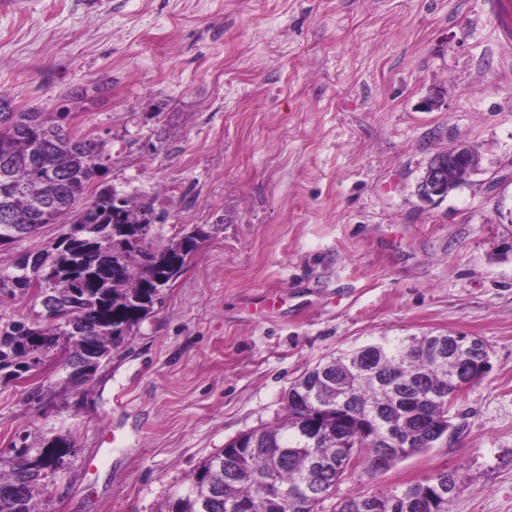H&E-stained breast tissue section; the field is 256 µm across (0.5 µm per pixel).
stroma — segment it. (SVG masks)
<instances>
[{"label":"stroma","instance_id":"obj_1","mask_svg":"<svg viewBox=\"0 0 512 512\" xmlns=\"http://www.w3.org/2000/svg\"><path fill=\"white\" fill-rule=\"evenodd\" d=\"M500 0H21L0 8V88L79 103L106 181L152 203L155 235L204 234L88 391L48 362L41 401L0 385V448L73 447L36 512H165L200 463L276 422L315 364L381 336L482 339L490 371L450 414L457 442L371 474L357 494L457 472L449 512H512V42ZM436 98L434 107L426 99ZM464 144L481 171L415 195Z\"/></svg>","mask_w":512,"mask_h":512}]
</instances>
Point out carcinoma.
<instances>
[{"label": "carcinoma", "instance_id": "1", "mask_svg": "<svg viewBox=\"0 0 512 512\" xmlns=\"http://www.w3.org/2000/svg\"><path fill=\"white\" fill-rule=\"evenodd\" d=\"M71 108L56 112H0V219L2 246H14L45 224L66 231L47 248L0 266V303L28 298L43 311L34 317L0 314V384L28 373L26 358L36 346L61 350L65 385L80 389L81 374L107 366L161 299L197 251L203 235L183 229L156 241L152 204L133 200L104 182L106 144L70 129ZM51 274L52 285L41 287ZM438 337L383 336L363 351L347 350L307 369L291 385L285 414L274 425L254 429L226 444L197 467L176 491L167 512H319L343 474L335 467L336 436L348 452L375 472L374 448L366 441L386 431L389 416L404 417L413 433L420 413L429 422L448 419L442 400L420 407L413 385L423 380L447 391L450 366L436 356ZM61 438L15 439L0 471V512H35L34 499L56 482L59 472H42L32 457L43 448H66ZM274 473V483L267 482ZM457 485L454 471L442 470L409 486L421 497L416 512H448L435 498L437 483ZM334 512H407L390 494H358Z\"/></svg>", "mask_w": 512, "mask_h": 512}]
</instances>
